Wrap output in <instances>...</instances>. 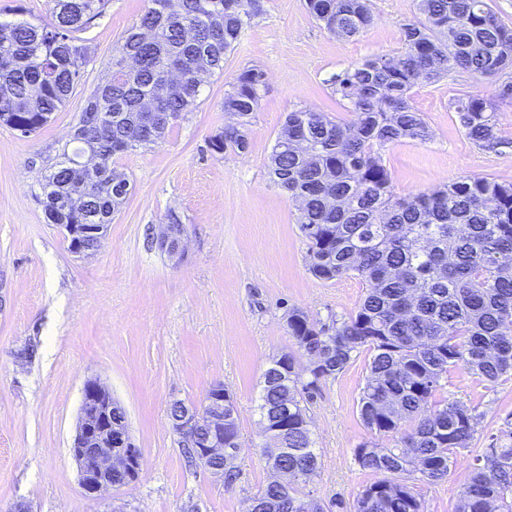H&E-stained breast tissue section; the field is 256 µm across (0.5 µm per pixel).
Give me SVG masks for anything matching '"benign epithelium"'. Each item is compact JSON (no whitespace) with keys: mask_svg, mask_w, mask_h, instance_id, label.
Segmentation results:
<instances>
[{"mask_svg":"<svg viewBox=\"0 0 512 512\" xmlns=\"http://www.w3.org/2000/svg\"><path fill=\"white\" fill-rule=\"evenodd\" d=\"M70 251L76 255L95 253L107 233L106 224H62ZM186 232L183 225L171 221L162 224L153 242L171 257L184 251ZM228 396L224 384L217 382L206 394L203 415L199 410L176 401V415L170 417L173 432L194 449L196 456L215 477L224 479V471L232 468L237 450L224 447V405ZM117 403L112 393L96 380L84 384L82 402L73 444L70 448L85 497L95 500L114 487L112 475L124 472L136 479L141 471V452L134 445L126 420L112 418Z\"/></svg>","mask_w":512,"mask_h":512,"instance_id":"obj_1","label":"benign epithelium"}]
</instances>
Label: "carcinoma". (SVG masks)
Segmentation results:
<instances>
[{
  "mask_svg": "<svg viewBox=\"0 0 512 512\" xmlns=\"http://www.w3.org/2000/svg\"><path fill=\"white\" fill-rule=\"evenodd\" d=\"M51 20L0 22V123L30 136L71 97L84 74L87 46L75 33L102 16L108 0H52ZM330 34L351 38L373 21L370 0H305ZM423 19L404 25L402 52L375 55L345 69L336 93L355 119L324 112L287 114L268 155L270 178L299 211L309 270L322 281L355 276L365 294L332 328L299 309L288 333L300 352L319 357L307 372L285 352L263 374L260 423L282 429L280 467L292 483L273 481L256 494L261 512H323L300 484L319 468L305 403L322 382L343 372L362 348L372 353L358 400L370 432L355 449L359 468L375 476L354 512H423L410 479L448 475L452 456L470 447L478 418L437 392L452 368L481 382L512 374V184L462 177L430 192L394 194L381 149L405 139L424 143L430 130L411 104L412 89L455 69L493 78L512 71V28L487 0H417ZM257 0H148L112 55L107 81L89 96L72 143L42 183L50 224H109L129 193L114 157L164 141L198 105L205 78L250 24ZM265 87L248 69L224 93L237 126L213 135V152H244ZM474 144H502L496 104L479 95L455 102ZM96 152L88 168L74 165ZM224 444L241 448L228 401ZM394 436L393 446L379 439ZM456 512H512V430L475 459L461 484Z\"/></svg>",
  "mask_w": 512,
  "mask_h": 512,
  "instance_id": "carcinoma-1",
  "label": "carcinoma"
}]
</instances>
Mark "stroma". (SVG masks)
I'll use <instances>...</instances> for the list:
<instances>
[{
  "label": "stroma",
  "instance_id": "stroma-1",
  "mask_svg": "<svg viewBox=\"0 0 512 512\" xmlns=\"http://www.w3.org/2000/svg\"><path fill=\"white\" fill-rule=\"evenodd\" d=\"M371 2V26L339 38L308 13L305 0H260L223 73L206 78L197 108L163 143L117 159L131 192L95 254H72L60 228L47 223L37 200L40 180L147 0H110L83 34L88 61L81 84L43 128L21 137L0 126V512L19 503L29 512H246L270 481L258 452L264 437L257 405L270 360L296 349L288 312L298 308L332 325L353 313L365 286L355 277L324 282L311 274L298 211L271 180L266 160L289 112L352 121L335 91L336 75L371 56L400 53L404 24L419 18L417 0ZM253 67L265 71L266 89L249 148L213 153L210 137L230 121L224 93ZM499 84L462 70L418 83L411 102L431 139L382 151L398 195L466 176L512 184V101L497 105L505 144L495 150L467 139L453 109L467 93L495 97ZM171 215L187 232L179 259L149 239L150 229ZM29 344L32 358H20ZM369 359L368 351L357 353L307 404L320 467L303 490L326 512H353L373 480L354 460L369 436L357 411ZM90 379L121 404L142 454L138 479L99 500L83 495L69 451ZM217 382L235 400L243 442L231 486L188 465L168 419L173 402L202 405ZM441 395L473 410L479 424L447 479L413 482L424 512H455L474 456L512 419V376L490 385L455 369Z\"/></svg>",
  "mask_w": 512,
  "mask_h": 512
}]
</instances>
